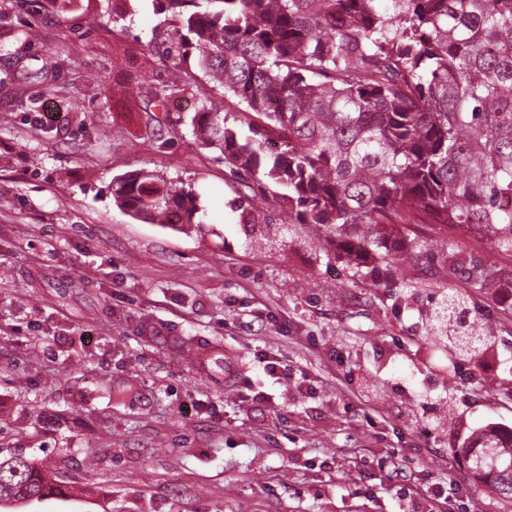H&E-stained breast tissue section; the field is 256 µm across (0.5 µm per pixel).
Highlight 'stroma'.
Segmentation results:
<instances>
[{
	"mask_svg": "<svg viewBox=\"0 0 512 512\" xmlns=\"http://www.w3.org/2000/svg\"><path fill=\"white\" fill-rule=\"evenodd\" d=\"M122 7L119 36L112 0H0V425L84 493L23 512H401L432 483L447 512H512L463 454L512 430L505 300L454 283L499 326L482 361L428 342L446 241L507 277L512 255L425 225L422 264L377 287L282 237L280 212L246 234L223 164L187 133L156 148L133 86L168 15ZM143 168L194 188L205 224L117 207L113 176Z\"/></svg>",
	"mask_w": 512,
	"mask_h": 512,
	"instance_id": "stroma-1",
	"label": "stroma"
}]
</instances>
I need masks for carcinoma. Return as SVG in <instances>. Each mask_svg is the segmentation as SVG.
<instances>
[{"label": "carcinoma", "instance_id": "carcinoma-1", "mask_svg": "<svg viewBox=\"0 0 512 512\" xmlns=\"http://www.w3.org/2000/svg\"><path fill=\"white\" fill-rule=\"evenodd\" d=\"M169 29L158 66L140 82L141 111L158 147L183 125L169 104L192 98L194 141L217 153L248 192L232 206L257 226L274 208L303 243L365 275L421 263L414 224H475L512 254V0H164ZM264 132L241 137L197 75ZM277 132L281 147H268ZM131 215L181 231L203 223L197 197L147 170L112 179ZM401 248L389 246L393 233ZM447 276L500 288L498 272L451 261ZM467 297L448 289L432 315L435 340L472 359L497 326L468 320ZM470 470L512 500V435L492 427L465 445ZM67 483L40 460L0 456V495L41 501Z\"/></svg>", "mask_w": 512, "mask_h": 512}]
</instances>
